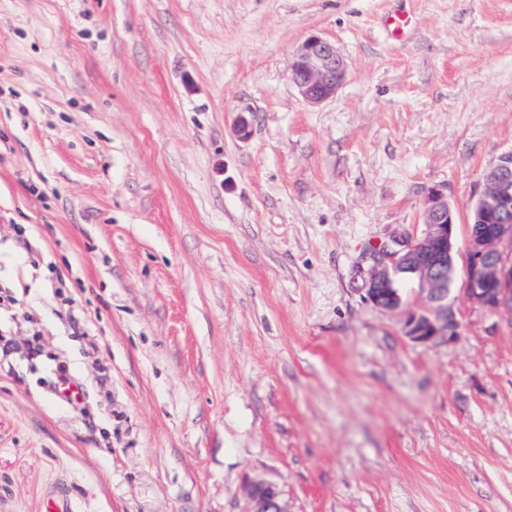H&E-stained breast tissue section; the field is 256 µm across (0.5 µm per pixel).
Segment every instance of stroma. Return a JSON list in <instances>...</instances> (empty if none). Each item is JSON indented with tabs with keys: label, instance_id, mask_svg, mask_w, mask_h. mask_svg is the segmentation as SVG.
<instances>
[{
	"label": "stroma",
	"instance_id": "stroma-1",
	"mask_svg": "<svg viewBox=\"0 0 512 512\" xmlns=\"http://www.w3.org/2000/svg\"><path fill=\"white\" fill-rule=\"evenodd\" d=\"M312 34L349 63L316 107ZM509 151L512 0H0V512H247L258 479L512 512V312L459 283L458 336L416 343L418 283L365 291L432 188L465 234ZM386 25L394 38L404 39L414 27L415 19L410 12L395 11L387 16ZM348 62L331 41L310 36L296 49L290 80L302 100L318 106L333 99L346 80Z\"/></svg>",
	"mask_w": 512,
	"mask_h": 512
}]
</instances>
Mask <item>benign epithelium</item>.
<instances>
[{
	"label": "benign epithelium",
	"mask_w": 512,
	"mask_h": 512,
	"mask_svg": "<svg viewBox=\"0 0 512 512\" xmlns=\"http://www.w3.org/2000/svg\"><path fill=\"white\" fill-rule=\"evenodd\" d=\"M348 62L331 41L310 36L296 49L290 80L302 100L318 106L333 99L346 80ZM472 212L478 222L491 221L485 234L467 233L463 272L469 301L491 311H512V259L500 244L512 242V151L503 154L485 175ZM424 230L416 238L401 237L374 249V267L368 281V301L376 308L397 312L403 297L396 274L412 273L426 291L428 308L409 313L405 335L414 342L452 340L459 322L448 298V266L459 255L457 224L448 199L438 188L423 203ZM247 512H288L281 490L260 480L249 488Z\"/></svg>",
	"instance_id": "1"
}]
</instances>
